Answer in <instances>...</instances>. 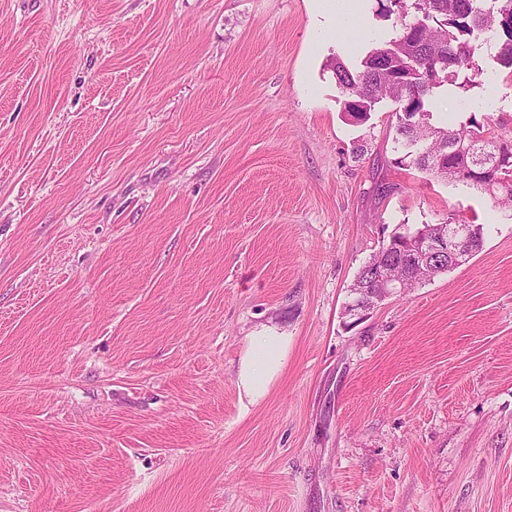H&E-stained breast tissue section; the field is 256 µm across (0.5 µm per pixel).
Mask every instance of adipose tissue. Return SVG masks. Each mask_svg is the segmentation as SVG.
Masks as SVG:
<instances>
[{
    "instance_id": "1",
    "label": "adipose tissue",
    "mask_w": 512,
    "mask_h": 512,
    "mask_svg": "<svg viewBox=\"0 0 512 512\" xmlns=\"http://www.w3.org/2000/svg\"><path fill=\"white\" fill-rule=\"evenodd\" d=\"M288 360V338L275 328L265 327L248 340L237 374L241 399L254 405L265 399L275 378Z\"/></svg>"
}]
</instances>
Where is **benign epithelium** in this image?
Here are the masks:
<instances>
[{"label":"benign epithelium","instance_id":"benign-epithelium-1","mask_svg":"<svg viewBox=\"0 0 512 512\" xmlns=\"http://www.w3.org/2000/svg\"><path fill=\"white\" fill-rule=\"evenodd\" d=\"M474 253L472 235L469 225L458 220L448 221L447 231L434 234L428 230H414L406 233L401 244L400 262L421 273L434 274V264L447 258L462 264ZM407 290V281L392 277L382 270H377L373 284L361 288L353 302L345 307L349 316H364L376 304L393 295H400Z\"/></svg>","mask_w":512,"mask_h":512}]
</instances>
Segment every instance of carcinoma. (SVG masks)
<instances>
[{"label":"carcinoma","instance_id":"obj_1","mask_svg":"<svg viewBox=\"0 0 512 512\" xmlns=\"http://www.w3.org/2000/svg\"><path fill=\"white\" fill-rule=\"evenodd\" d=\"M381 5L397 14L400 33L377 48L351 70L334 66L336 85L346 97L345 110L364 120L373 103L391 97L403 103L396 115L395 143L405 151L395 163L441 176L442 169L458 175L459 181L487 192L494 202L512 210V129L486 116L472 115L453 128L428 122L426 104L434 91L448 83L472 82L467 73L479 46L472 42L474 30L489 34L486 43L497 47V59L512 68V0H387ZM401 228L362 266L380 264L392 271L388 259L400 257L397 244Z\"/></svg>","mask_w":512,"mask_h":512}]
</instances>
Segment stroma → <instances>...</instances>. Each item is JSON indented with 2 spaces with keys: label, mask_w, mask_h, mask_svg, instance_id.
Listing matches in <instances>:
<instances>
[{
  "label": "stroma",
  "mask_w": 512,
  "mask_h": 512,
  "mask_svg": "<svg viewBox=\"0 0 512 512\" xmlns=\"http://www.w3.org/2000/svg\"><path fill=\"white\" fill-rule=\"evenodd\" d=\"M361 5L0 0V512H512V211L394 164L401 102L344 112L332 62L397 33ZM471 71L434 125L512 119V69ZM451 214L467 264L344 316ZM288 360V336L273 327H263L249 336L237 374L241 403L256 405L265 399L275 378Z\"/></svg>",
  "instance_id": "stroma-1"
}]
</instances>
